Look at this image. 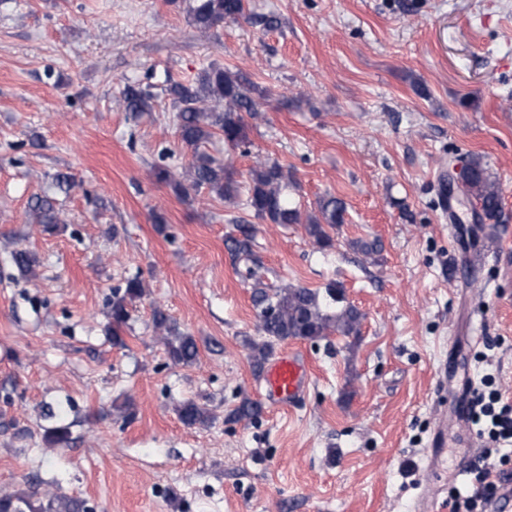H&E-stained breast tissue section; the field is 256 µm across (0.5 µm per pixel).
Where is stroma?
<instances>
[{"label": "stroma", "mask_w": 512, "mask_h": 512, "mask_svg": "<svg viewBox=\"0 0 512 512\" xmlns=\"http://www.w3.org/2000/svg\"><path fill=\"white\" fill-rule=\"evenodd\" d=\"M192 3L0 0V495L28 484L95 512H421L426 494L448 512L488 445L464 418L473 389L489 374L512 399V0H247L214 28ZM212 63L265 99L246 151L216 137L207 152L229 155L241 185L256 159L279 163L302 210L341 198L332 247L156 181L161 149L178 173L191 155L162 82ZM149 73L154 109L130 120L121 92ZM473 155L501 185L494 224L454 220L443 190ZM38 196L61 211L55 234L32 222ZM242 221L269 282L336 285L363 321L278 343L305 355L304 391L232 423L243 397L264 399L251 285L224 245ZM373 238L376 255L352 246ZM134 276L147 294L116 346L106 303ZM156 307L194 336L195 364L169 360ZM186 400L208 426L182 423ZM57 425L69 447L46 444ZM180 420L187 426L205 425L210 419L209 410L193 400L184 401L178 409Z\"/></svg>", "instance_id": "35a3bbf8"}]
</instances>
